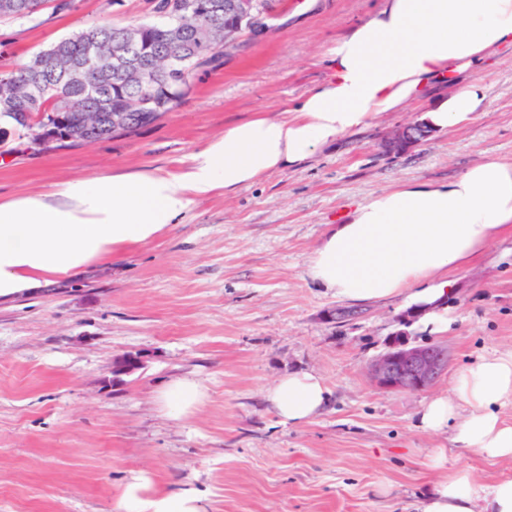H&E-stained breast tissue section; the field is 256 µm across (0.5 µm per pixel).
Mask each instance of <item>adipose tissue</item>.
<instances>
[{"label":"adipose tissue","mask_w":512,"mask_h":512,"mask_svg":"<svg viewBox=\"0 0 512 512\" xmlns=\"http://www.w3.org/2000/svg\"><path fill=\"white\" fill-rule=\"evenodd\" d=\"M503 45L512 46V0H385L330 50L331 79L305 96L290 117L237 123L194 156L180 174L145 171L61 183L46 195L0 204V298L41 287L44 277H74L92 261L148 241L176 223L193 198L253 184L262 175L309 158L317 148L361 129L383 112L422 96L433 80L458 73ZM485 100L478 83L452 90L425 112L445 130L469 123ZM512 233V161L494 156L446 181H418L357 203L348 219L328 225L306 274L350 303L393 297L427 311L422 324L448 331L444 303L452 271ZM193 378L159 394L165 416L183 420L204 401ZM331 392L316 373L291 372L266 390L282 423L321 415ZM512 350L479 356L455 376L451 394L423 403L418 425L452 431L456 447L488 459H512ZM124 512H206L202 493L164 491L145 475L128 482ZM420 512H512V477L478 483L458 468L434 484Z\"/></svg>","instance_id":"ef3b65f1"}]
</instances>
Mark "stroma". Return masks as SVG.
Returning a JSON list of instances; mask_svg holds the SVG:
<instances>
[{
  "label": "stroma",
  "instance_id": "1",
  "mask_svg": "<svg viewBox=\"0 0 512 512\" xmlns=\"http://www.w3.org/2000/svg\"><path fill=\"white\" fill-rule=\"evenodd\" d=\"M382 0H276L269 29L244 36L220 66L197 71L173 112L129 134L91 144L20 147L0 156V203L56 184L146 169L187 171L229 125L279 117L331 78L328 52ZM151 0H73L30 20L0 24V69L80 29L135 24ZM486 98L470 123L434 131L386 155L382 140L419 121L447 92L439 82L306 161L226 194L194 199L179 223L60 279L0 300V512H121L122 491L147 474L162 489L190 484L208 512H416L442 471L489 482L512 460L456 448L451 433L417 424L420 406L447 392L460 367L512 348V235L455 271L447 333L413 325L418 342L448 349L429 389L385 392L368 366L405 310L394 298L359 305L337 324L340 301L306 276L327 225L356 202L416 180H447L489 155L512 160V49L464 69ZM143 364L109 386L124 353ZM293 370L319 374L332 391L326 413L284 424L265 390ZM182 377L203 382V403L168 419L157 395Z\"/></svg>",
  "mask_w": 512,
  "mask_h": 512
}]
</instances>
